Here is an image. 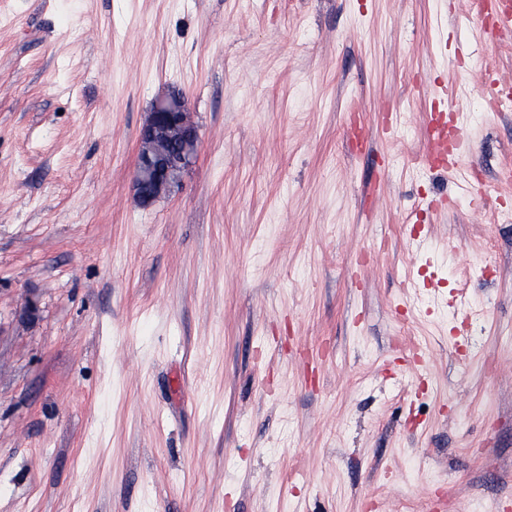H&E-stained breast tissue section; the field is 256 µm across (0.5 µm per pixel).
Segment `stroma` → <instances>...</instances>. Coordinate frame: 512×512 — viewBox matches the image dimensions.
I'll list each match as a JSON object with an SVG mask.
<instances>
[{
	"instance_id": "1",
	"label": "stroma",
	"mask_w": 512,
	"mask_h": 512,
	"mask_svg": "<svg viewBox=\"0 0 512 512\" xmlns=\"http://www.w3.org/2000/svg\"><path fill=\"white\" fill-rule=\"evenodd\" d=\"M479 27L0 0V512H512V101L479 82L512 83V38ZM439 77L473 143L451 176L418 158ZM174 89L198 151L144 207Z\"/></svg>"
}]
</instances>
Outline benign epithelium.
<instances>
[{"mask_svg":"<svg viewBox=\"0 0 512 512\" xmlns=\"http://www.w3.org/2000/svg\"><path fill=\"white\" fill-rule=\"evenodd\" d=\"M197 146L185 94L174 91L157 100L139 135L134 186L141 204L149 205L169 191Z\"/></svg>","mask_w":512,"mask_h":512,"instance_id":"obj_1","label":"benign epithelium"}]
</instances>
